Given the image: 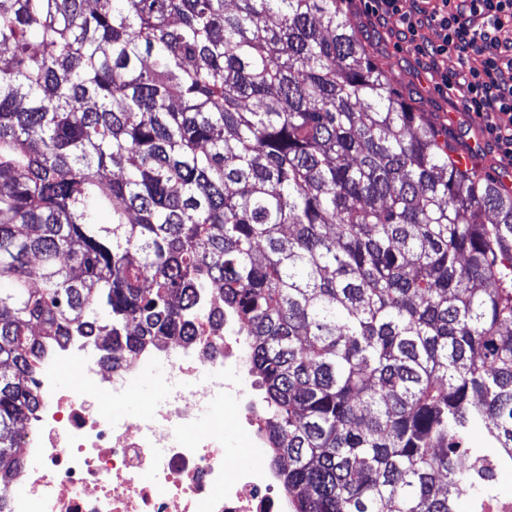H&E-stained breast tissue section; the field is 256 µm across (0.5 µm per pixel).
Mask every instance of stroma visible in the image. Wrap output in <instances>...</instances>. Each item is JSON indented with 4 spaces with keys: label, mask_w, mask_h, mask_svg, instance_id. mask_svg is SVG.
Returning <instances> with one entry per match:
<instances>
[{
    "label": "stroma",
    "mask_w": 512,
    "mask_h": 512,
    "mask_svg": "<svg viewBox=\"0 0 512 512\" xmlns=\"http://www.w3.org/2000/svg\"><path fill=\"white\" fill-rule=\"evenodd\" d=\"M348 16L359 30L361 38L366 40L368 49L392 77V84L400 96L437 126L446 128L448 139L458 149L471 150L480 159L479 166L483 174L512 184V159L482 133L477 119H468L466 124H456L458 115L445 95L440 94L431 74L426 70V57L414 46L400 44L395 22L382 26L367 24L363 13L365 0H345ZM238 397L227 394L223 405L217 406V414L224 420V445L228 448L243 449L238 457L239 466L252 463L259 448L253 447L249 437L238 427Z\"/></svg>",
    "instance_id": "stroma-1"
}]
</instances>
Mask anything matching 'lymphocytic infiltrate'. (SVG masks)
Wrapping results in <instances>:
<instances>
[{
  "instance_id": "obj_1",
  "label": "lymphocytic infiltrate",
  "mask_w": 512,
  "mask_h": 512,
  "mask_svg": "<svg viewBox=\"0 0 512 512\" xmlns=\"http://www.w3.org/2000/svg\"><path fill=\"white\" fill-rule=\"evenodd\" d=\"M401 2L370 0L371 13L380 22L396 19L412 44L423 26L437 29L425 51L431 64L451 55L458 61L456 71L440 73V88L457 93L462 111L512 158V85L501 78L512 70V0H417L411 12Z\"/></svg>"
}]
</instances>
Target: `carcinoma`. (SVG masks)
Wrapping results in <instances>:
<instances>
[{"mask_svg": "<svg viewBox=\"0 0 512 512\" xmlns=\"http://www.w3.org/2000/svg\"><path fill=\"white\" fill-rule=\"evenodd\" d=\"M342 0H0V487L48 347L250 338L292 512H456L512 451V188Z\"/></svg>", "mask_w": 512, "mask_h": 512, "instance_id": "carcinoma-1", "label": "carcinoma"}]
</instances>
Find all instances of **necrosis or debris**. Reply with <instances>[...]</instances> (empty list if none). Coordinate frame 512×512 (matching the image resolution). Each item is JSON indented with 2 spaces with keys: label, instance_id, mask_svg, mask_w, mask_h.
Instances as JSON below:
<instances>
[{
  "label": "necrosis or debris",
  "instance_id": "necrosis-or-debris-1",
  "mask_svg": "<svg viewBox=\"0 0 512 512\" xmlns=\"http://www.w3.org/2000/svg\"><path fill=\"white\" fill-rule=\"evenodd\" d=\"M248 350V336L230 318L223 335L203 324L190 341L113 347L108 363L80 336L53 347L18 454L27 490L0 491V512H291L275 469L237 466L222 448V422L199 421L225 384H238ZM73 358L81 384L64 390L55 367ZM154 364L176 385L164 387L146 424L114 425L98 408L101 395L126 394L132 376Z\"/></svg>",
  "mask_w": 512,
  "mask_h": 512
}]
</instances>
